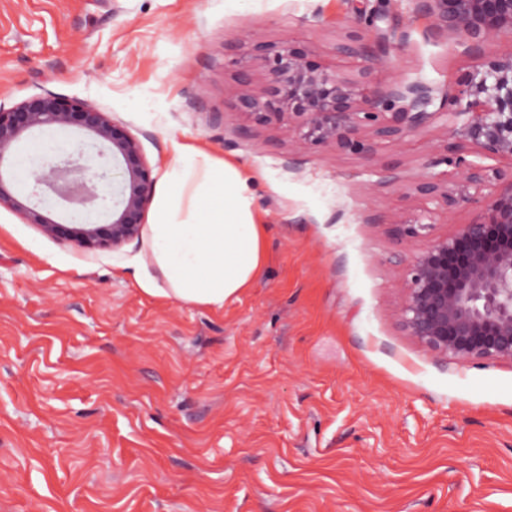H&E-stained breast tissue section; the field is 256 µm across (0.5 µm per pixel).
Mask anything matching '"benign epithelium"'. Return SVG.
Returning a JSON list of instances; mask_svg holds the SVG:
<instances>
[{
  "label": "benign epithelium",
  "instance_id": "1",
  "mask_svg": "<svg viewBox=\"0 0 512 512\" xmlns=\"http://www.w3.org/2000/svg\"><path fill=\"white\" fill-rule=\"evenodd\" d=\"M413 10L431 19L430 33L457 38L477 64L455 89L442 90L400 74L383 86L367 81L371 64L390 37L376 43L353 31L336 42L334 54L361 63L357 77H342L329 65L308 61L288 42H256L249 53L265 69L261 87L243 86L233 110L249 123L283 129L299 145L333 144L340 151L372 156L409 134L427 130L450 109L452 155L431 157L425 168L454 167L448 174L424 175L416 190L452 213L470 191H480L503 174L485 159L512 162V0H411ZM507 35L511 42L496 52L488 44ZM398 37L404 39L406 34ZM48 131H72L71 146L51 149L36 174V186L58 187L71 197L69 176L86 175L97 184L122 168L123 182L112 198L92 193L83 199L107 211L101 223L62 224L50 216L45 192L22 201L13 187L21 147ZM488 193L482 216L460 224L448 235L426 241L409 261L397 305L405 335L440 358L512 362V176ZM153 188L152 170L139 139L116 124L95 104L52 92L32 95L10 108L0 105V209L21 214L52 239L90 251H115L142 237ZM428 224H395L400 238L423 236Z\"/></svg>",
  "mask_w": 512,
  "mask_h": 512
}]
</instances>
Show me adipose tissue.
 Listing matches in <instances>:
<instances>
[{
	"mask_svg": "<svg viewBox=\"0 0 512 512\" xmlns=\"http://www.w3.org/2000/svg\"><path fill=\"white\" fill-rule=\"evenodd\" d=\"M252 182L235 163L172 141L145 229L140 290L216 309L238 298L265 262L266 227L256 218Z\"/></svg>",
	"mask_w": 512,
	"mask_h": 512,
	"instance_id": "1",
	"label": "adipose tissue"
}]
</instances>
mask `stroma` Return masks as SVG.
Masks as SVG:
<instances>
[{
    "mask_svg": "<svg viewBox=\"0 0 512 512\" xmlns=\"http://www.w3.org/2000/svg\"><path fill=\"white\" fill-rule=\"evenodd\" d=\"M408 33L373 66L455 84L474 60L410 0H0V105L50 91L257 176L266 265L219 310L137 285L140 242L88 253L0 209V512H512V362L443 361L401 331L418 239L480 217L415 189L446 121L369 157L296 147L232 105L251 33L353 77L333 47ZM400 179L377 182L381 165Z\"/></svg>",
    "mask_w": 512,
    "mask_h": 512,
    "instance_id": "stroma-1",
    "label": "stroma"
}]
</instances>
